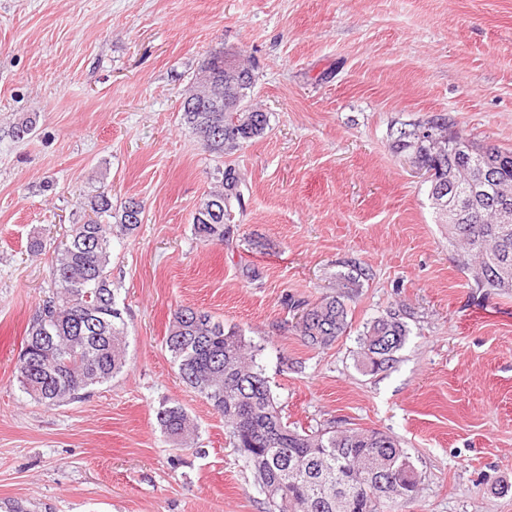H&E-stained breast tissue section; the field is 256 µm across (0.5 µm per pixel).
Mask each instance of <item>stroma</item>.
Listing matches in <instances>:
<instances>
[{
    "instance_id": "35a3bbf8",
    "label": "stroma",
    "mask_w": 512,
    "mask_h": 512,
    "mask_svg": "<svg viewBox=\"0 0 512 512\" xmlns=\"http://www.w3.org/2000/svg\"><path fill=\"white\" fill-rule=\"evenodd\" d=\"M218 51L253 62L270 119L221 158L180 119L193 71ZM25 113L37 130L18 141ZM437 114L512 149V0H0V512H263L223 418L164 348L180 305L259 346L289 424L378 429L410 448L423 479L412 512H512V292L471 288L425 172L391 137ZM228 164L242 178L231 237L203 247L192 217ZM102 190L144 204L112 246L127 365L47 408L20 391L16 358L53 293L56 247ZM36 232L46 248L32 256ZM353 264L365 277L347 332L306 347L293 301H316ZM399 307L405 345L362 374L364 324ZM166 400L197 423L202 454L162 436Z\"/></svg>"
}]
</instances>
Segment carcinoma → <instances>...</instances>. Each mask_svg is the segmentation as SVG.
Masks as SVG:
<instances>
[{"instance_id": "obj_1", "label": "carcinoma", "mask_w": 512, "mask_h": 512, "mask_svg": "<svg viewBox=\"0 0 512 512\" xmlns=\"http://www.w3.org/2000/svg\"><path fill=\"white\" fill-rule=\"evenodd\" d=\"M228 80L237 89L240 104H246L256 83L254 67L239 64L227 73L224 53L216 52L192 75L181 103L183 123L218 158L262 136L269 127L268 113L259 109L226 112L224 105L215 104V89ZM428 124L450 137L443 153L417 144L415 123L396 129L393 147L413 154L429 169L455 167L468 174L477 193L460 223L443 220L448 244L474 287L509 292L512 223H495L494 206L504 196L512 201V150L460 136L445 115ZM36 126V114L26 113L11 126V136L23 140ZM478 164L493 169L492 179H480ZM220 175L205 200L222 203L224 214L210 222L197 210L192 218V234L205 246L230 237L232 205L241 202L236 168L228 165ZM84 207L94 217L71 225L69 239L57 250L53 296L35 310L15 364L20 391L48 408L89 396L127 364L128 323L112 288V241L134 233L142 219L131 221L127 204L113 207L112 196L105 191L88 197ZM363 275V269L354 266L336 275V293L295 304L301 312L298 333L307 346L324 349L344 335L349 327L347 301L361 287ZM409 333L399 311L389 310L371 320L360 334L357 369L368 375L391 368ZM164 343L180 379L224 418L228 445L253 473L264 495L265 512H382L385 503L396 512H407L418 500L421 474L415 458L392 436L375 429L288 425L256 363L257 347L241 331L225 328L205 310L182 306L172 313ZM156 418L176 449L204 453L194 446L196 428L180 405H162Z\"/></svg>"}]
</instances>
